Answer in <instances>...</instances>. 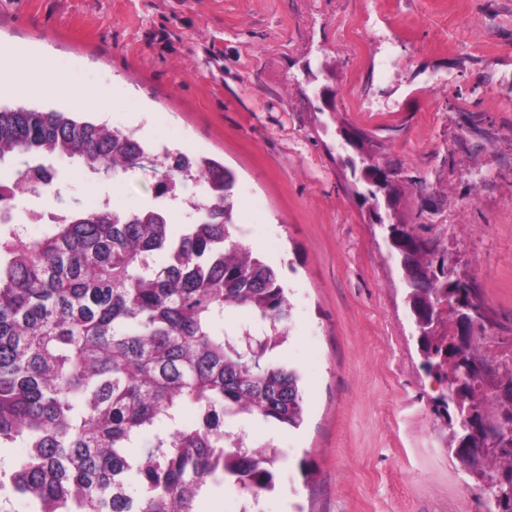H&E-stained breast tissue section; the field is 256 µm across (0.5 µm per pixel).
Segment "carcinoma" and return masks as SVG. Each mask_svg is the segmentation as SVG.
<instances>
[{
    "instance_id": "1",
    "label": "carcinoma",
    "mask_w": 512,
    "mask_h": 512,
    "mask_svg": "<svg viewBox=\"0 0 512 512\" xmlns=\"http://www.w3.org/2000/svg\"><path fill=\"white\" fill-rule=\"evenodd\" d=\"M14 158L24 167L13 183L30 190L59 194L47 160L68 158L105 177L141 171L159 198H177L188 181L202 196L196 220L177 233L161 205L107 203L56 216L38 238L0 233V444L27 448L0 473V489L35 512H196L202 493L228 484L258 507L288 453L248 442L231 423L298 428L304 400L298 372L275 356L291 328L288 288L242 238L234 173L210 157L157 153L72 112L0 105V164ZM385 228L414 326L426 324L441 289L417 284L414 271L431 264L405 255L412 227ZM418 346L428 374L448 379V349L436 337ZM495 402L493 415L471 383L452 408L449 451L460 466L466 411L493 429L512 419V401ZM498 460L497 469L485 463L478 497L485 512H512V485L487 488L512 477V452Z\"/></svg>"
}]
</instances>
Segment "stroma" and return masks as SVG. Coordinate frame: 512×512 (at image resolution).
<instances>
[{
  "mask_svg": "<svg viewBox=\"0 0 512 512\" xmlns=\"http://www.w3.org/2000/svg\"><path fill=\"white\" fill-rule=\"evenodd\" d=\"M109 98L157 148L206 154L237 178L248 245L293 306L284 360L305 392L300 429L243 427L288 450L262 512H480L435 412L397 258L359 194L343 134L396 173L394 219L473 280L512 354V0H0V47ZM60 195L17 214L133 210L152 180L53 162Z\"/></svg>",
  "mask_w": 512,
  "mask_h": 512,
  "instance_id": "1",
  "label": "stroma"
}]
</instances>
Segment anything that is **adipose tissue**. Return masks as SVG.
Wrapping results in <instances>:
<instances>
[{"label":"adipose tissue","instance_id":"adipose-tissue-1","mask_svg":"<svg viewBox=\"0 0 512 512\" xmlns=\"http://www.w3.org/2000/svg\"><path fill=\"white\" fill-rule=\"evenodd\" d=\"M13 96L64 97L79 107L104 112L108 109L106 98L88 86H60L57 78L42 85L32 84L27 78V68L19 55L0 53V94Z\"/></svg>","mask_w":512,"mask_h":512}]
</instances>
